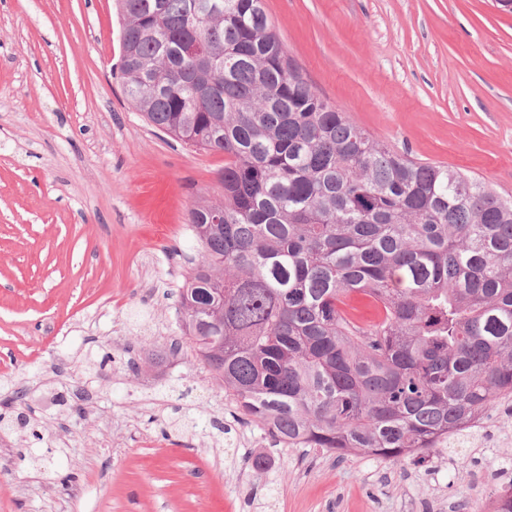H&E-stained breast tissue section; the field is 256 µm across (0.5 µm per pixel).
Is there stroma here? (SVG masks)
<instances>
[{"label":"stroma","instance_id":"stroma-1","mask_svg":"<svg viewBox=\"0 0 512 512\" xmlns=\"http://www.w3.org/2000/svg\"><path fill=\"white\" fill-rule=\"evenodd\" d=\"M310 82L396 151L512 196V13L493 0H265ZM116 0H0V512H470L512 410L421 459L275 443L179 337L224 157L126 98ZM271 463L257 470L256 455Z\"/></svg>","mask_w":512,"mask_h":512}]
</instances>
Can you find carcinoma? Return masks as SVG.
I'll return each mask as SVG.
<instances>
[{
  "label": "carcinoma",
  "instance_id": "cac0c4a2",
  "mask_svg": "<svg viewBox=\"0 0 512 512\" xmlns=\"http://www.w3.org/2000/svg\"><path fill=\"white\" fill-rule=\"evenodd\" d=\"M153 2L118 0L125 95L224 155V201L189 212L186 343L290 448L400 464L466 435L512 397V197L357 125L295 64L264 0L205 18L204 0Z\"/></svg>",
  "mask_w": 512,
  "mask_h": 512
}]
</instances>
